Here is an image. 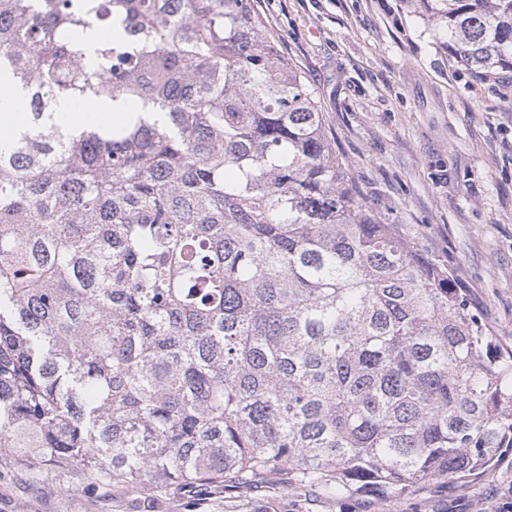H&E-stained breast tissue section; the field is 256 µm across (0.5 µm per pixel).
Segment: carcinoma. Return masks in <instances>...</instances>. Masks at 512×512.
<instances>
[{
	"label": "carcinoma",
	"instance_id": "carcinoma-1",
	"mask_svg": "<svg viewBox=\"0 0 512 512\" xmlns=\"http://www.w3.org/2000/svg\"><path fill=\"white\" fill-rule=\"evenodd\" d=\"M424 2L469 75L512 70V0ZM1 74L34 109L0 144L20 486L391 498L512 448V350L360 198L253 0H0Z\"/></svg>",
	"mask_w": 512,
	"mask_h": 512
}]
</instances>
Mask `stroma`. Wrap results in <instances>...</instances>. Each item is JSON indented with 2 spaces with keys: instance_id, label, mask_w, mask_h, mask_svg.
<instances>
[{
  "instance_id": "obj_1",
  "label": "stroma",
  "mask_w": 512,
  "mask_h": 512,
  "mask_svg": "<svg viewBox=\"0 0 512 512\" xmlns=\"http://www.w3.org/2000/svg\"><path fill=\"white\" fill-rule=\"evenodd\" d=\"M303 73L325 132L384 223L401 224L448 265L480 320L512 348V70L469 76L422 0H256ZM512 452L476 480L434 483L387 500L324 496L272 482L198 488L152 512H498ZM149 488L114 492L108 508L52 480L19 489L0 465V512H129Z\"/></svg>"
}]
</instances>
